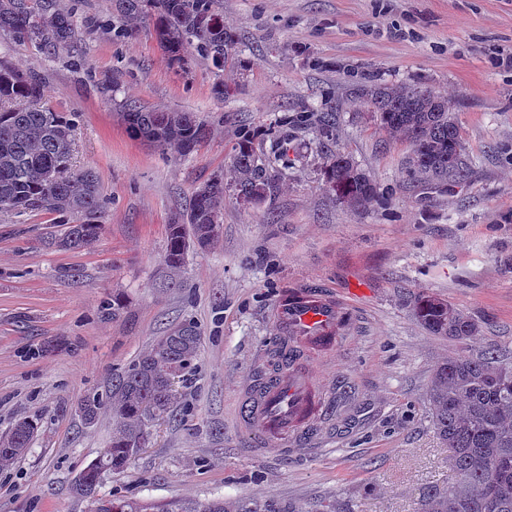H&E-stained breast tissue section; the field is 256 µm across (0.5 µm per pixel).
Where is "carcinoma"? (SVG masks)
<instances>
[{
	"mask_svg": "<svg viewBox=\"0 0 512 512\" xmlns=\"http://www.w3.org/2000/svg\"><path fill=\"white\" fill-rule=\"evenodd\" d=\"M108 28L123 36L142 21L152 22L160 47L173 60L195 47L212 66L224 70L233 59L238 35L224 26L219 0H113ZM0 31L31 41L48 54L67 47L75 35L72 12L60 0H0ZM392 140L409 143L410 172L435 183L450 176L461 182L464 142L448 100L426 85H389L371 76L357 89ZM40 82L6 67L0 69V212H48L78 218L45 243L58 250L83 249L102 234L99 181L92 169L72 171L73 124L38 104ZM124 118L130 133L162 150L191 154L208 129L191 112L128 105ZM323 181L336 200L364 207L380 199L377 182L340 151L325 157ZM230 183L215 174L192 195L187 212L168 225L163 266L180 271L188 250L205 249L217 238L224 213V193L256 204L270 191L272 178L258 164L250 138L242 139L230 167ZM417 321L430 333L453 339L479 334L478 325L434 294L419 295L413 305ZM200 335L192 323L167 329L102 392L82 400L87 416L112 414L108 455L99 458L101 474L120 473L143 448L152 427L173 414L176 385L185 380L198 354ZM431 422L448 448V487L423 491L419 512H512V365L481 357L450 356L434 370L428 388ZM37 421L18 420L0 440V466L30 449ZM112 512H285L273 501L226 503L172 501L154 505L112 497Z\"/></svg>",
	"mask_w": 512,
	"mask_h": 512,
	"instance_id": "1",
	"label": "carcinoma"
}]
</instances>
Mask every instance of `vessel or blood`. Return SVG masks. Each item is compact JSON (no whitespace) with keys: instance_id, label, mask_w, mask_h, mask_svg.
I'll use <instances>...</instances> for the list:
<instances>
[{"instance_id":"b4317fda","label":"vessel or blood","mask_w":512,"mask_h":512,"mask_svg":"<svg viewBox=\"0 0 512 512\" xmlns=\"http://www.w3.org/2000/svg\"><path fill=\"white\" fill-rule=\"evenodd\" d=\"M353 323L352 310L328 290L296 288L278 296L275 334L261 351L263 375L239 393L241 420L261 434L267 451L285 455L306 446L325 422L333 392L314 381L310 359L334 351Z\"/></svg>"}]
</instances>
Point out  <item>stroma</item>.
Returning a JSON list of instances; mask_svg holds the SVG:
<instances>
[{
	"mask_svg": "<svg viewBox=\"0 0 512 512\" xmlns=\"http://www.w3.org/2000/svg\"><path fill=\"white\" fill-rule=\"evenodd\" d=\"M63 4L70 46L50 55L0 32V64L38 77L43 105L74 123L71 164L97 173L104 230L60 251L44 244L60 215L0 213V438L19 418L39 423L31 450L0 468V512H86L70 486L107 447L112 415L83 425L78 402L185 322L202 339L177 412L105 476L103 495L417 512L423 489L449 475L429 418L433 369L458 353L512 362V65L499 62L512 55V0H221L241 48L221 71L192 48L173 63L146 22L115 36L109 0ZM369 75L448 99L464 183L408 176V143L355 97ZM129 102L194 113L210 133L190 155L160 150L129 133ZM330 111L329 145L376 179L380 201L351 209L326 191L317 130ZM246 135L257 154H282L281 178L258 204L226 194L218 241L166 278L169 224L228 172ZM304 286L330 289L357 325L313 365L335 388L313 453L276 457L237 425V390L262 368L277 296ZM421 292L462 310L478 336L429 333L411 312Z\"/></svg>",
	"mask_w": 512,
	"mask_h": 512,
	"instance_id": "obj_1",
	"label": "stroma"
}]
</instances>
